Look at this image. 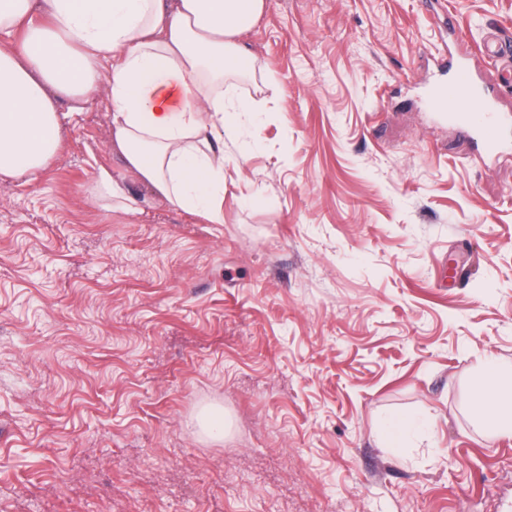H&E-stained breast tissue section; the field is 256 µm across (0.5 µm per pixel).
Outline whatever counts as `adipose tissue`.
Here are the masks:
<instances>
[{
    "label": "adipose tissue",
    "instance_id": "adipose-tissue-1",
    "mask_svg": "<svg viewBox=\"0 0 512 512\" xmlns=\"http://www.w3.org/2000/svg\"><path fill=\"white\" fill-rule=\"evenodd\" d=\"M266 0H0V177L34 179L61 147L55 97L108 84L114 141L151 195L224 221V127L253 69L239 37ZM476 410L512 432V367L488 363Z\"/></svg>",
    "mask_w": 512,
    "mask_h": 512
}]
</instances>
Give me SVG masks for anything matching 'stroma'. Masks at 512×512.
I'll list each match as a JSON object with an SVG mask.
<instances>
[{
	"label": "stroma",
	"instance_id": "35a3bbf8",
	"mask_svg": "<svg viewBox=\"0 0 512 512\" xmlns=\"http://www.w3.org/2000/svg\"><path fill=\"white\" fill-rule=\"evenodd\" d=\"M512 0H266L224 129V221L148 196L107 87L0 178V512H497L512 434V126L479 158L424 99ZM108 169L141 211L95 197ZM223 408V441L194 425ZM476 410L491 432L512 433V367L494 362L486 365Z\"/></svg>",
	"mask_w": 512,
	"mask_h": 512
}]
</instances>
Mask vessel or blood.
<instances>
[{
    "instance_id": "vessel-or-blood-1",
    "label": "vessel or blood",
    "mask_w": 512,
    "mask_h": 512,
    "mask_svg": "<svg viewBox=\"0 0 512 512\" xmlns=\"http://www.w3.org/2000/svg\"><path fill=\"white\" fill-rule=\"evenodd\" d=\"M429 106L470 133L486 154L499 151L501 121L497 102L478 85L467 60L458 61L451 79L433 91Z\"/></svg>"
}]
</instances>
